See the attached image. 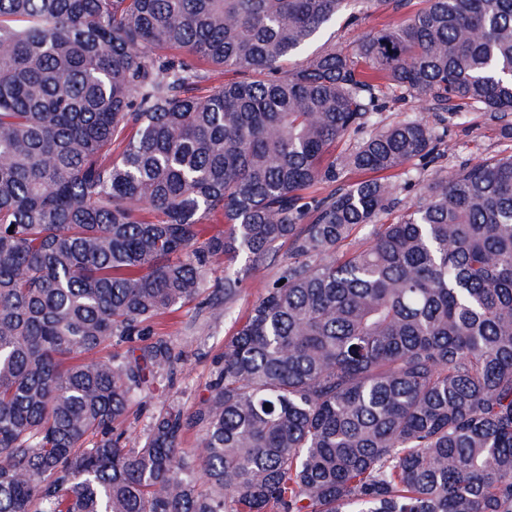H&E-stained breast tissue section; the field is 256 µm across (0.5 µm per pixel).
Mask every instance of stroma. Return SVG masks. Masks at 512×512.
Returning <instances> with one entry per match:
<instances>
[{
	"instance_id": "1",
	"label": "stroma",
	"mask_w": 512,
	"mask_h": 512,
	"mask_svg": "<svg viewBox=\"0 0 512 512\" xmlns=\"http://www.w3.org/2000/svg\"><path fill=\"white\" fill-rule=\"evenodd\" d=\"M424 5V0H386L385 4L369 7L364 0H351L349 11L355 15V22L339 20L315 39L306 53L294 57L290 65L300 67L309 55L329 50L354 55L363 34L400 25ZM375 96L379 105L374 114L376 121L389 124L421 117L429 122L437 139L433 160L416 158L388 173V180L398 189L401 208L418 201L434 171L451 172L467 164L512 155V137L480 107L469 108L465 119L459 121L434 101H419L405 89L386 81L379 84ZM287 261L288 251L282 248L251 272L232 305L230 318L213 317L210 298L204 295L185 304L173 317L163 319L158 332L181 351L182 358L172 381L131 403L122 425L126 447L138 446L153 414L171 407L191 413L204 405L211 395L225 342L252 305L272 286Z\"/></svg>"
}]
</instances>
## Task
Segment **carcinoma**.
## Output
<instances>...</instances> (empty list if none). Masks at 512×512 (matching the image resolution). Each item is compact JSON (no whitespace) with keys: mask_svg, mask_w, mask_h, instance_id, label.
<instances>
[{"mask_svg":"<svg viewBox=\"0 0 512 512\" xmlns=\"http://www.w3.org/2000/svg\"><path fill=\"white\" fill-rule=\"evenodd\" d=\"M345 4L0 0V512H512V156L392 224L387 182L302 196L434 154L423 118L336 154L378 80L512 135V0H427L359 64L288 68ZM284 245L206 406L125 448L179 360L155 321Z\"/></svg>","mask_w":512,"mask_h":512,"instance_id":"obj_1","label":"carcinoma"}]
</instances>
